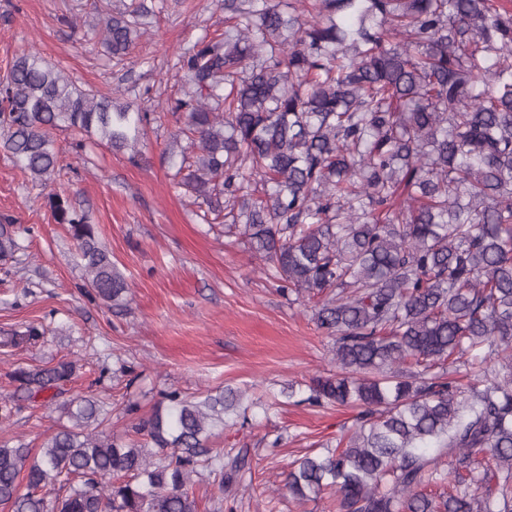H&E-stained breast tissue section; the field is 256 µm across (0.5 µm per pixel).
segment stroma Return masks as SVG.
Here are the masks:
<instances>
[{
    "label": "stroma",
    "instance_id": "35a3bbf8",
    "mask_svg": "<svg viewBox=\"0 0 512 512\" xmlns=\"http://www.w3.org/2000/svg\"><path fill=\"white\" fill-rule=\"evenodd\" d=\"M154 14L146 36L122 63L108 60L94 37L123 0H0V75L14 58L35 50L83 89L125 92V101L149 92L154 104L173 96L179 50L224 27V0H145ZM78 21L65 24V17ZM171 113L147 130L139 163L98 143L81 159L69 154L71 135L55 132L67 167L49 186L32 180L0 150V216L23 227L21 250L0 262V337L35 324L37 341L0 346V396L14 392L19 367L75 362L63 397L105 402L112 434L134 440L132 426L150 416L166 390L194 398L227 386L257 397L333 370L330 343L304 306L283 297L261 262L223 225L201 223L184 189L175 187ZM85 211L129 285L122 309L92 297L75 257L67 225L57 223L52 193ZM138 412L126 414V404ZM350 407H313L281 399L210 441L227 452L247 449L245 489L219 492L211 479L193 491L201 512H328L329 500L298 505L284 492L289 463L312 448L335 444L355 421ZM68 418L59 401L22 402L0 424V442L40 450Z\"/></svg>",
    "mask_w": 512,
    "mask_h": 512
}]
</instances>
